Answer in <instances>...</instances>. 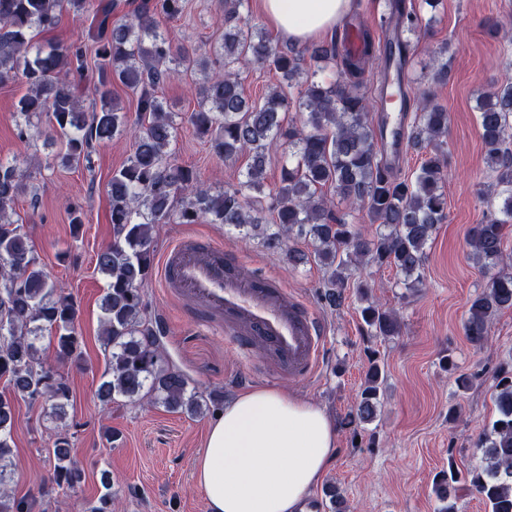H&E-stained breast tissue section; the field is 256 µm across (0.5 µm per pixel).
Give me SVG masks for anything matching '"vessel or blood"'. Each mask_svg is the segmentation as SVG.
I'll return each mask as SVG.
<instances>
[{
	"label": "vessel or blood",
	"mask_w": 512,
	"mask_h": 512,
	"mask_svg": "<svg viewBox=\"0 0 512 512\" xmlns=\"http://www.w3.org/2000/svg\"><path fill=\"white\" fill-rule=\"evenodd\" d=\"M379 150L384 162L407 152L404 113H382ZM164 287L224 320V334L243 359L262 349L290 379L311 378L319 368L324 328L305 301L282 281L259 273L251 263L211 242L176 241L165 253Z\"/></svg>",
	"instance_id": "obj_1"
}]
</instances>
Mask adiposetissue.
<instances>
[{"label":"adipose tissue","instance_id":"1","mask_svg":"<svg viewBox=\"0 0 512 512\" xmlns=\"http://www.w3.org/2000/svg\"><path fill=\"white\" fill-rule=\"evenodd\" d=\"M350 0H263L293 43L336 27ZM336 451V428L317 405L271 388L240 394L212 422L194 476L210 512H301Z\"/></svg>","mask_w":512,"mask_h":512}]
</instances>
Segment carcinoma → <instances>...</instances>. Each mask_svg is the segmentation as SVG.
I'll use <instances>...</instances> for the list:
<instances>
[{
    "instance_id": "obj_1",
    "label": "carcinoma",
    "mask_w": 512,
    "mask_h": 512,
    "mask_svg": "<svg viewBox=\"0 0 512 512\" xmlns=\"http://www.w3.org/2000/svg\"><path fill=\"white\" fill-rule=\"evenodd\" d=\"M436 0H421L420 9L393 5L388 20L396 34L378 41L363 22H349L343 32L299 50L275 45L267 32L244 16L245 0H224V38L210 52L197 54L173 43L158 29L157 18H175L185 0H142L131 13L113 20L114 0H0V82L21 80L27 92L18 101L17 137L30 136L31 118L45 114L63 139L62 162L78 165L95 147L124 132L133 139L127 161L108 182L112 242L96 253L95 268L106 280L100 309L107 369L95 390L107 407L117 401L145 400L192 417L209 404L189 389L186 375L164 358L159 320L146 317L144 284L154 256L157 224H195L205 218L263 235L267 247L281 251L295 265L310 261L325 270L321 299L331 308L345 301V288L357 279L363 322L373 335H399L397 314L370 300L371 284L357 275L362 267L392 266L408 291L423 287L425 248L437 225L448 217L447 156L443 150L448 113L422 95L399 88L402 111L413 113L408 142L430 152L413 179H401L378 157L377 132L365 93V74L375 68L408 63L410 37L421 32L423 9ZM91 18L96 60L90 74L82 41L43 42L37 36L54 30L63 13ZM358 32L362 48L354 53L348 32ZM310 68L304 69V61ZM260 64L275 72L279 83L259 101H249L241 69ZM180 66L197 71V106L184 121L210 139L212 151L226 159L248 158L244 179L212 192L196 171L172 157L176 122L160 90ZM119 84L136 98L137 119L129 123L112 87ZM93 95L91 109L81 104L80 87ZM296 116L285 120L290 103ZM478 124L488 146L493 173L483 201L496 216L475 225L469 235L475 264L497 272L471 301L465 324L475 346L488 338L491 318L512 309V272L503 270L505 226L512 224V151L501 145L512 137V82L477 98ZM288 151L278 185L269 188L264 174L271 155ZM328 188L349 209H364L376 224L371 237L337 214L324 194ZM26 189L20 161L0 159V379L9 390L0 394V512H32L35 498H18L10 485L13 401L50 403V419L60 427L49 452V483L61 490L81 484L68 423L72 389L63 364L82 357L77 329L79 309L40 265L32 246L12 215ZM310 241L306 253L289 245L293 238ZM53 335L56 360L43 357L44 333ZM498 416L474 442L482 464L469 471V486L488 512H512V366L496 376ZM385 381L384 366L369 359L353 419L376 417ZM460 481L454 466L440 471L435 491L449 500ZM103 493L89 512H112V478L102 474Z\"/></svg>"
}]
</instances>
